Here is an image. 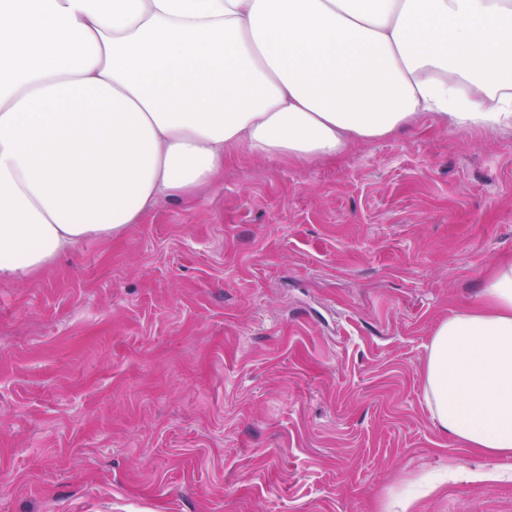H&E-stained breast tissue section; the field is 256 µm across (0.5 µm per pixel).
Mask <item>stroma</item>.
<instances>
[{
	"instance_id": "obj_1",
	"label": "stroma",
	"mask_w": 512,
	"mask_h": 512,
	"mask_svg": "<svg viewBox=\"0 0 512 512\" xmlns=\"http://www.w3.org/2000/svg\"><path fill=\"white\" fill-rule=\"evenodd\" d=\"M512 260V128H413L0 280V512H512L435 425L437 325Z\"/></svg>"
}]
</instances>
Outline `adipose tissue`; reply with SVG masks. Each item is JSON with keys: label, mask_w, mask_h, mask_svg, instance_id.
Here are the masks:
<instances>
[{"label": "adipose tissue", "mask_w": 512, "mask_h": 512, "mask_svg": "<svg viewBox=\"0 0 512 512\" xmlns=\"http://www.w3.org/2000/svg\"><path fill=\"white\" fill-rule=\"evenodd\" d=\"M432 115L512 127V0H0V279L239 151L311 163ZM433 421L512 457V263L435 329Z\"/></svg>", "instance_id": "ef3b65f1"}]
</instances>
